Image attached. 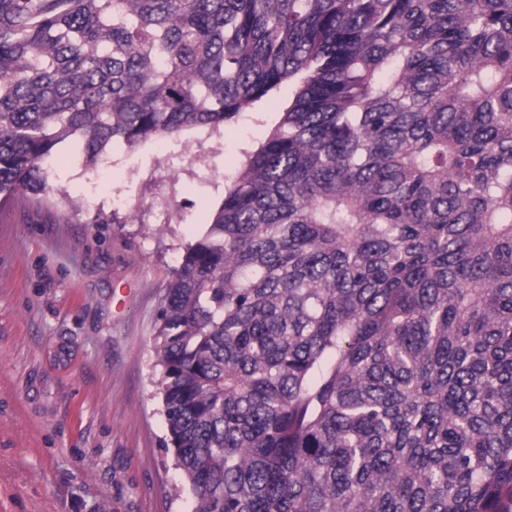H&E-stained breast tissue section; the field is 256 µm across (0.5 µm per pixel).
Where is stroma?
<instances>
[{
    "mask_svg": "<svg viewBox=\"0 0 512 512\" xmlns=\"http://www.w3.org/2000/svg\"><path fill=\"white\" fill-rule=\"evenodd\" d=\"M292 94L283 83L221 131L164 139L162 160L151 139L114 146L118 167L93 195L63 158L42 200L0 203V512H191L165 448L159 313L186 246Z\"/></svg>",
    "mask_w": 512,
    "mask_h": 512,
    "instance_id": "1",
    "label": "stroma"
}]
</instances>
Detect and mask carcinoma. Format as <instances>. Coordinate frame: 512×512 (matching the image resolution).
Masks as SVG:
<instances>
[{"instance_id":"cac0c4a2","label":"carcinoma","mask_w":512,"mask_h":512,"mask_svg":"<svg viewBox=\"0 0 512 512\" xmlns=\"http://www.w3.org/2000/svg\"><path fill=\"white\" fill-rule=\"evenodd\" d=\"M286 80L160 311L192 512H503L512 0H0V197Z\"/></svg>"}]
</instances>
